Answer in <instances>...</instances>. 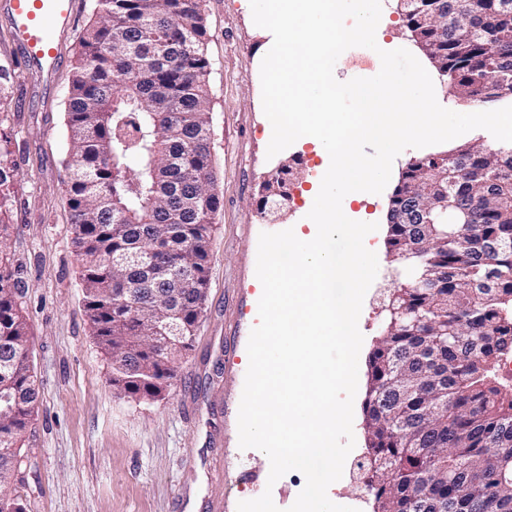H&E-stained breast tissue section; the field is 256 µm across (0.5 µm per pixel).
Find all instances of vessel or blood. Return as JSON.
<instances>
[{
  "label": "vessel or blood",
  "mask_w": 512,
  "mask_h": 512,
  "mask_svg": "<svg viewBox=\"0 0 512 512\" xmlns=\"http://www.w3.org/2000/svg\"><path fill=\"white\" fill-rule=\"evenodd\" d=\"M74 0H0V16L31 70L52 78L61 63L60 41L75 26Z\"/></svg>",
  "instance_id": "vessel-or-blood-1"
}]
</instances>
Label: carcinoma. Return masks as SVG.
<instances>
[{
	"label": "carcinoma",
	"instance_id": "obj_1",
	"mask_svg": "<svg viewBox=\"0 0 512 512\" xmlns=\"http://www.w3.org/2000/svg\"><path fill=\"white\" fill-rule=\"evenodd\" d=\"M204 0H94L70 79L66 195L92 336L125 394L161 398L205 311L213 220ZM403 26L476 105L512 100V0H412ZM293 161L262 186L285 206ZM448 208L444 234L423 211ZM395 263L369 353L365 487L373 512H512V392L494 369L512 350V143L411 158L390 200ZM0 268V481L15 471L39 392L27 323ZM0 512H26L0 493Z\"/></svg>",
	"mask_w": 512,
	"mask_h": 512
}]
</instances>
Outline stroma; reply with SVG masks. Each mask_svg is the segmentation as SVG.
<instances>
[{
  "label": "stroma",
  "instance_id": "35a3bbf8",
  "mask_svg": "<svg viewBox=\"0 0 512 512\" xmlns=\"http://www.w3.org/2000/svg\"><path fill=\"white\" fill-rule=\"evenodd\" d=\"M75 36L64 40V59L51 85L20 64L8 24L0 18V61L12 86L0 98V167L8 181L0 207V266L22 290L40 390L22 445L24 465L0 483L20 491L27 512H237L240 501L271 491L286 512L305 485L292 471L275 484L260 450L240 448L238 410L248 367L247 343L259 323L258 239L307 223L323 164L311 144L295 142L285 157L300 158L301 178L286 210L258 214L260 185L277 166L267 158L271 129L258 97L260 65L272 35L254 25L249 0H204L213 175L221 206L214 217L205 312L189 350L163 398L133 399L113 387L108 356L86 321L74 226L64 195L68 140L64 107L79 51V34L93 21L92 0H76ZM377 49L353 47L336 62L341 81L371 77L381 68L378 49H412L395 0H381ZM394 160L379 194L352 202L354 220L377 223L369 241L378 274L358 320L364 337L360 382L368 380V354L381 322L382 295L391 286L387 213L405 163ZM217 462L223 482L210 478Z\"/></svg>",
  "mask_w": 512,
  "mask_h": 512
}]
</instances>
